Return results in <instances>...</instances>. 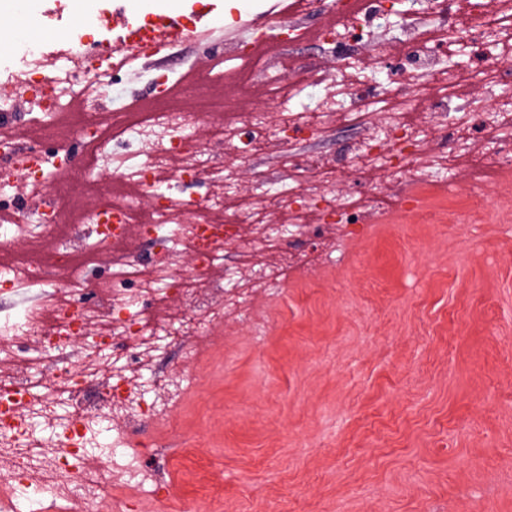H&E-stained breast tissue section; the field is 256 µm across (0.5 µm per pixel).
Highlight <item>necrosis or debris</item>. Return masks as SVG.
<instances>
[{
  "label": "necrosis or debris",
  "mask_w": 512,
  "mask_h": 512,
  "mask_svg": "<svg viewBox=\"0 0 512 512\" xmlns=\"http://www.w3.org/2000/svg\"><path fill=\"white\" fill-rule=\"evenodd\" d=\"M388 0H368L317 34L327 49L349 43L360 55L332 74L311 75L331 91L318 107L278 112L244 110L251 78L248 51L216 112L158 101L148 112H115L110 76L133 59L131 46L107 37L110 9L86 20L80 33L52 48L21 40L0 61V297L36 290L33 303L0 309V493L17 499L54 483L68 512H91L107 497L124 512L126 475L103 468L109 440H131L143 423L168 424L170 411L193 390L201 340L216 323L240 322L263 332L259 303L280 274L302 263L300 241L314 235L312 217L334 218L338 240L376 222L380 188L409 181L435 186L443 169L482 156L512 177V0H422L405 18L404 41L384 38ZM474 43L495 36L496 64L471 71L442 65L460 29ZM409 93L374 95L398 58ZM497 90L482 111L461 97ZM432 114L431 124L413 113ZM361 126L360 139L338 157L295 162L283 134L318 135L337 118ZM217 125L218 144L198 134ZM281 158L279 190L257 198L241 190L240 170L253 147ZM374 173L364 205L341 175ZM200 187L183 196L182 187ZM281 213L284 231L274 230ZM158 250L143 259L137 239ZM236 264L217 269L226 249ZM183 346L181 372L155 378L144 394L142 372L171 343ZM54 426L46 451L30 424ZM111 438H104V428Z\"/></svg>",
  "instance_id": "necrosis-or-debris-1"
}]
</instances>
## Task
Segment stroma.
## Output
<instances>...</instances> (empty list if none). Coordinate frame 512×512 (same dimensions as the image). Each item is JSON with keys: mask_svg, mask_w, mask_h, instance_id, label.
<instances>
[{"mask_svg": "<svg viewBox=\"0 0 512 512\" xmlns=\"http://www.w3.org/2000/svg\"><path fill=\"white\" fill-rule=\"evenodd\" d=\"M216 0L203 39H186L117 73L112 105L149 96L212 69H237L207 44L250 41L281 0ZM69 38L67 20L27 27L23 9L0 6V58L16 36ZM351 47L282 46L281 64L259 72L244 108L318 102ZM341 122L306 136L295 156L338 155L358 139ZM423 222L407 205L413 186L387 192L393 222L337 245L325 231L312 270L287 273L263 337L245 325L207 336L196 391L167 433L140 432L119 450L132 483L164 487L167 512L207 498L212 512H512V182L474 168L445 171ZM489 196L471 197L470 184Z\"/></svg>", "mask_w": 512, "mask_h": 512, "instance_id": "stroma-1", "label": "stroma"}]
</instances>
